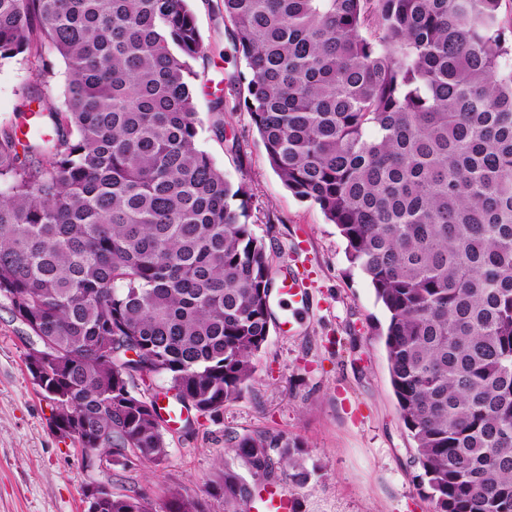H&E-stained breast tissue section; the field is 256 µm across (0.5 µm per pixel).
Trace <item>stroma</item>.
Listing matches in <instances>:
<instances>
[{
	"label": "stroma",
	"mask_w": 512,
	"mask_h": 512,
	"mask_svg": "<svg viewBox=\"0 0 512 512\" xmlns=\"http://www.w3.org/2000/svg\"><path fill=\"white\" fill-rule=\"evenodd\" d=\"M190 4L210 55L196 81L198 145L228 181L247 186L251 229L267 247L272 279L293 260L303 261L308 308L294 331L271 328L237 400L216 416H194L192 430L166 431L161 465L138 461L103 473L85 468L78 444L55 432L51 403L26 367V330L0 297V512H87L84 492L95 482L117 494L146 496L154 512L180 495L224 512L223 499L210 494L212 480L227 466L248 473L228 452L225 436L253 431L303 443L308 480L298 483L278 469L271 477L296 499L298 512H431L413 481L409 439L390 383L381 335L387 314L367 276L348 262L335 225L283 187L249 114L225 112L223 138L212 133L209 101L220 94L229 68L221 0ZM37 72L34 62L0 63V128L16 123L20 89Z\"/></svg>",
	"instance_id": "35a3bbf8"
}]
</instances>
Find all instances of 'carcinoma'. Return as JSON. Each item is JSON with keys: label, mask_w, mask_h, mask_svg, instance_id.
<instances>
[{"label": "carcinoma", "mask_w": 512, "mask_h": 512, "mask_svg": "<svg viewBox=\"0 0 512 512\" xmlns=\"http://www.w3.org/2000/svg\"><path fill=\"white\" fill-rule=\"evenodd\" d=\"M244 63L210 105L250 114L283 185L336 225L389 314L384 345L417 489L433 512H512V40L503 0H222ZM39 63L0 129V296L30 331L53 422L126 467L168 455L156 399L212 415L270 331L271 262L197 145L189 0H0V61ZM66 68L47 103L50 57ZM38 110H33L32 105ZM58 353L53 359L42 349ZM138 350V359L126 357ZM252 477L305 480L303 445L226 435ZM225 512L251 497L226 466ZM99 512H151L105 491ZM165 512H209L174 496Z\"/></svg>", "instance_id": "obj_1"}]
</instances>
